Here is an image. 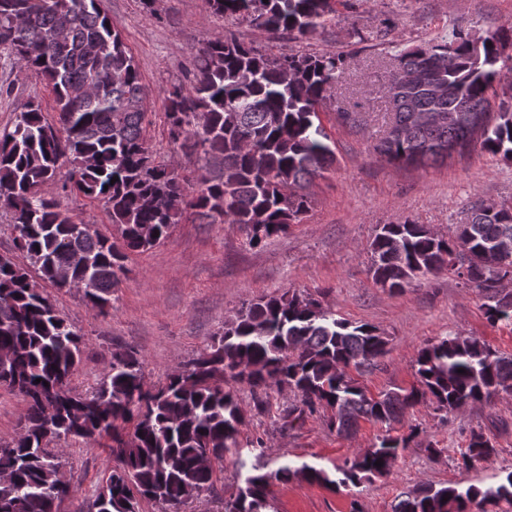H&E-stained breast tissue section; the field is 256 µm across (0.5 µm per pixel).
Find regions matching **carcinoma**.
<instances>
[{
  "label": "carcinoma",
  "instance_id": "1",
  "mask_svg": "<svg viewBox=\"0 0 512 512\" xmlns=\"http://www.w3.org/2000/svg\"><path fill=\"white\" fill-rule=\"evenodd\" d=\"M215 14L241 17L279 34H315L332 12L331 0H209ZM0 47L24 71L52 88L58 124L31 101L0 136V211L10 215L20 264L0 256V383L22 395L24 426L0 448V512H53L68 493L49 444L60 439L100 443L121 463L98 488L94 512H138L140 501L181 512L191 497L212 490L216 467L239 445L247 411L229 382L252 391L289 388L296 404L283 425L320 410L326 426L347 434L361 420L391 424L415 405L453 413L470 404L512 394V357L478 338L456 334L421 349L418 386L374 397L353 379L378 367L388 340L369 324L353 325L311 295L295 291L260 296L224 322L210 351L174 371L165 385L145 388L143 363L133 351H112L107 375L91 393L71 386L82 355L81 336L58 313L37 280L61 290L83 285L91 308L104 312L122 284L125 262L160 244L187 211L204 224H236L252 248L288 230L311 206L309 188L335 161L319 116L332 96L347 56L271 57L234 34L196 49L194 83L166 90L172 143L201 149L202 173L191 180L153 159L143 135L146 93L140 74L99 0H0ZM512 25L476 43L462 30L448 41L428 42L395 55L424 72L420 84L391 98L386 134L373 150L394 164L431 166L448 158V144L474 143L512 161V110L490 111L506 72ZM93 75L96 88L76 100ZM457 114V122L407 126L411 112ZM69 165L63 190L104 201L116 234L78 228L43 187ZM512 239V204L480 203L464 224L445 236L426 224H384L370 243L374 282L402 290L446 269L487 299L492 325H512L496 288L512 260L496 264L490 243ZM420 431L386 436L338 469L332 479L303 464L249 472L224 512H266L274 482L295 474L331 488L358 486L391 472ZM498 453L483 432L471 430L458 449L469 469ZM381 461L382 466L375 465ZM512 504V471L479 488L422 487L400 499L394 512H480Z\"/></svg>",
  "mask_w": 512,
  "mask_h": 512
}]
</instances>
